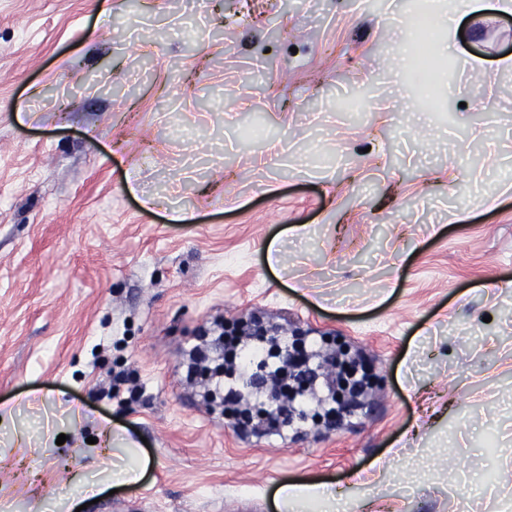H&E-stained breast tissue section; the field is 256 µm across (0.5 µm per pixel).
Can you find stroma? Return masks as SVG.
I'll list each match as a JSON object with an SVG mask.
<instances>
[{"label":"stroma","mask_w":512,"mask_h":512,"mask_svg":"<svg viewBox=\"0 0 512 512\" xmlns=\"http://www.w3.org/2000/svg\"><path fill=\"white\" fill-rule=\"evenodd\" d=\"M412 15L0 0V403L55 395L0 436L1 507L107 478L122 429L144 474L85 512H277L311 482L349 512H512V14L438 31L425 109ZM249 315L307 332L320 375L363 359L362 408L246 439L188 367ZM315 499L320 502L317 512L345 511L342 502L336 498V493L330 487L318 483H287L282 485L277 494V504L280 512H288L291 502Z\"/></svg>","instance_id":"35a3bbf8"}]
</instances>
